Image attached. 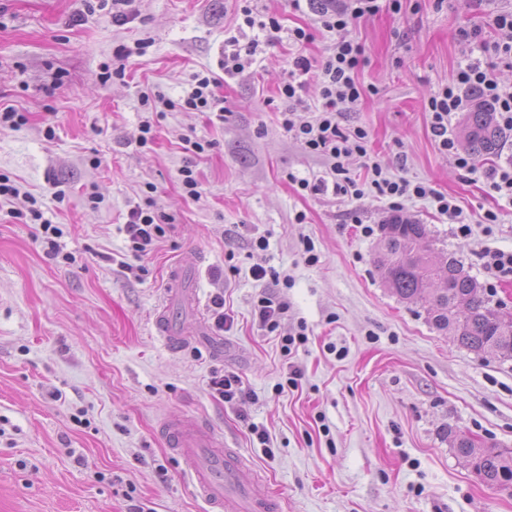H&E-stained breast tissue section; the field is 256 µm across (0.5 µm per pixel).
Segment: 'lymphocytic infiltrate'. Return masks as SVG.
<instances>
[{
    "label": "lymphocytic infiltrate",
    "mask_w": 512,
    "mask_h": 512,
    "mask_svg": "<svg viewBox=\"0 0 512 512\" xmlns=\"http://www.w3.org/2000/svg\"><path fill=\"white\" fill-rule=\"evenodd\" d=\"M365 62L364 45L344 35L337 40L332 54L322 62H313L301 53L294 57L288 80L279 89L280 97L288 102L287 110L281 113V123L286 131L293 133L305 152L322 158L329 170V176L325 179H299V187L313 195L329 192L356 200L371 191L386 198L390 208L395 211L402 210L408 199L429 198L434 202L437 212L447 217L449 223L455 224L457 233L468 235L471 227L462 210L429 184L391 176L376 163L367 165L365 181H358L351 175L346 160L352 156L367 157L369 133L359 126L343 130L340 126V106L344 103L354 105L360 101L364 87L358 79V73ZM312 72L318 76L322 104L312 121L298 126L291 118V111L303 105V78ZM216 86L215 78L196 75L190 91L179 101H165L164 106L170 110L180 107L223 116L224 109L215 94ZM472 88L479 89L494 103L500 127L512 131V86L500 84L490 67L476 59L459 65L448 83L429 98L432 134L440 150L453 155L459 168L483 178L490 189L512 205V161L480 168L470 158L457 153L451 121L456 112L464 107L466 90ZM169 226V217L155 210L153 205L131 207L123 230L133 257L140 259L150 254L165 237Z\"/></svg>",
    "instance_id": "lymphocytic-infiltrate-1"
}]
</instances>
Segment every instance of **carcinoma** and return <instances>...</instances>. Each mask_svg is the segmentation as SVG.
<instances>
[{
  "label": "carcinoma",
  "mask_w": 512,
  "mask_h": 512,
  "mask_svg": "<svg viewBox=\"0 0 512 512\" xmlns=\"http://www.w3.org/2000/svg\"><path fill=\"white\" fill-rule=\"evenodd\" d=\"M459 125L474 158L497 155L502 131L491 103L479 90L471 91ZM437 243L427 225L391 216L381 240L379 268L385 285L399 299L421 305L428 322L459 346L512 359V313L490 305L480 283ZM452 447L483 483L512 488V452L484 448L464 434L453 435Z\"/></svg>",
  "instance_id": "1"
}]
</instances>
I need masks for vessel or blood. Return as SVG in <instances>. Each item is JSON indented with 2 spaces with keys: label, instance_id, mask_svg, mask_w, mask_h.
Segmentation results:
<instances>
[{
  "label": "vessel or blood",
  "instance_id": "b4317fda",
  "mask_svg": "<svg viewBox=\"0 0 512 512\" xmlns=\"http://www.w3.org/2000/svg\"><path fill=\"white\" fill-rule=\"evenodd\" d=\"M168 299L157 308L155 329L168 347H182L186 339L175 318L179 309L198 308L200 299L189 285V272L173 266L167 278ZM160 434L169 449L187 461L196 494L212 512H279L277 493L257 483L242 480V462L237 453L224 447L221 439L204 421L187 422L167 418L161 423Z\"/></svg>",
  "mask_w": 512,
  "mask_h": 512
}]
</instances>
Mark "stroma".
I'll return each instance as SVG.
<instances>
[{
	"label": "stroma",
	"mask_w": 512,
	"mask_h": 512,
	"mask_svg": "<svg viewBox=\"0 0 512 512\" xmlns=\"http://www.w3.org/2000/svg\"><path fill=\"white\" fill-rule=\"evenodd\" d=\"M252 6L277 17L275 41L245 25L240 0H133L136 16L121 26L109 11L86 12L84 0H0V108L27 117L0 128V173L21 191L0 201V512H126L133 500L150 512H205L186 461L156 432L171 415L205 417L245 458L246 477L278 492L281 512H512V490L483 484L448 436L512 450V359L459 347L385 288V199L298 187L326 169L281 125L279 88L296 52L323 60L337 34L323 27L317 0ZM510 10L512 0H402L400 12L381 9L349 30L365 46L366 93L347 106L342 128H366L370 159L387 173L455 200L469 236L432 200H407L403 214L428 225L482 284L483 252L512 249V209L438 149L427 103L478 56L457 28ZM298 27L315 36L301 49L290 38ZM232 36L259 47L230 76L219 62ZM121 46L131 54L120 62ZM120 64L124 78L104 79L105 66ZM200 72L219 79L223 118L142 105L146 93L178 100ZM146 121L155 142L143 147ZM188 137L212 147L189 156ZM188 159L197 200L179 180ZM29 193L61 230L59 256L21 217ZM147 198L172 226L141 271L124 272L120 262L134 260L127 212ZM489 210L498 223H483ZM259 237L266 250L252 249ZM178 262L201 271V311L223 292L230 321L209 343L172 352L153 317ZM256 264L288 284L255 280ZM265 294L288 304L273 332L253 317ZM301 331L304 344L284 355L283 337ZM222 369L241 376L250 399L211 395ZM254 424L268 444L251 435Z\"/></svg>",
	"instance_id": "35a3bbf8"
}]
</instances>
